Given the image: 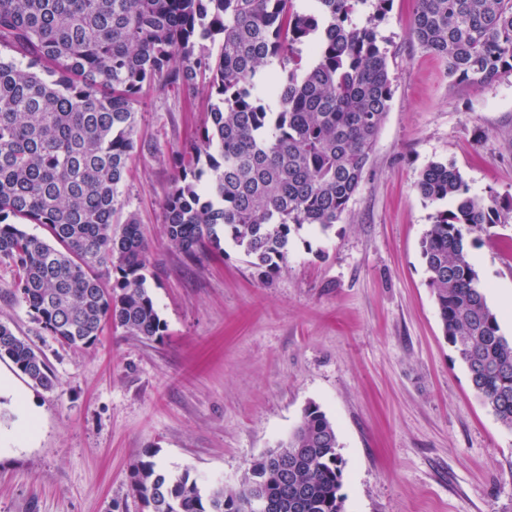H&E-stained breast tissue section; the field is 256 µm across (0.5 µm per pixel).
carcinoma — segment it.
I'll use <instances>...</instances> for the list:
<instances>
[{"mask_svg": "<svg viewBox=\"0 0 512 512\" xmlns=\"http://www.w3.org/2000/svg\"><path fill=\"white\" fill-rule=\"evenodd\" d=\"M0 0V263L15 295L60 344L94 345L105 325L164 336L145 286L149 244L121 187L145 90L207 91L208 118L178 155L162 201L169 240L200 261L230 240L268 276L291 233L325 234L347 211L393 98L378 36L391 0ZM373 13L359 20L360 7ZM412 34L448 77L512 70V0H418ZM416 190L448 200L422 239L444 335L483 405L512 429V338L472 263L474 234L501 223L452 165L431 162ZM24 224H39L41 237ZM34 386L59 381L41 351L0 322V360ZM336 428L309 404L288 439L239 488L201 486L139 460L132 495L149 512H345Z\"/></svg>", "mask_w": 512, "mask_h": 512, "instance_id": "obj_1", "label": "carcinoma"}]
</instances>
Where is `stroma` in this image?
Returning a JSON list of instances; mask_svg holds the SVG:
<instances>
[{
    "instance_id": "35a3bbf8",
    "label": "stroma",
    "mask_w": 512,
    "mask_h": 512,
    "mask_svg": "<svg viewBox=\"0 0 512 512\" xmlns=\"http://www.w3.org/2000/svg\"><path fill=\"white\" fill-rule=\"evenodd\" d=\"M416 0H392L379 32L394 96L365 177L327 233L304 227L269 277L232 242L199 262L172 246L162 201L206 96L149 90L122 186L150 245L146 286L166 325L143 342L104 328L72 349L33 322L0 263V322L34 343L59 386L0 360L35 415L0 397V512H147L128 487L145 451L173 473L234 488L316 403L336 427L345 512H512V430L474 391L444 336L421 254L441 203L415 185L432 161L472 193L512 201V72L449 78L411 34ZM489 306L512 336V211L470 249Z\"/></svg>"
}]
</instances>
